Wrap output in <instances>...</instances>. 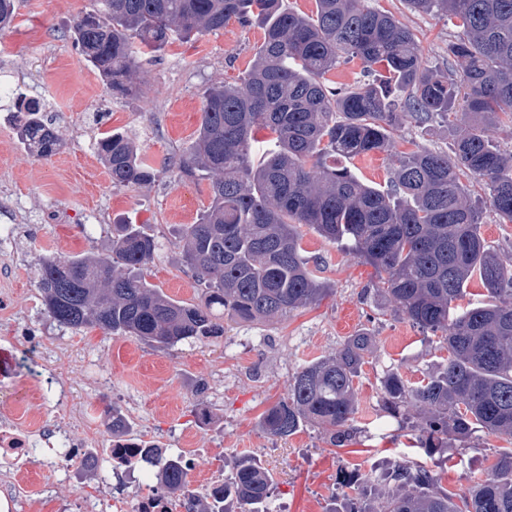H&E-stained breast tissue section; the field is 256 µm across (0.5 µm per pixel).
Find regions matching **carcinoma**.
<instances>
[{
  "label": "carcinoma",
  "mask_w": 512,
  "mask_h": 512,
  "mask_svg": "<svg viewBox=\"0 0 512 512\" xmlns=\"http://www.w3.org/2000/svg\"><path fill=\"white\" fill-rule=\"evenodd\" d=\"M414 12L456 20L448 44L457 80L427 66L415 34L370 0H315L301 14L284 0H97L92 27L73 24L86 61L115 95L133 90L136 54L180 38L224 29L230 20L264 30L251 67L208 90L201 121L180 167L204 176L210 202L181 230L183 262L204 287L203 300L167 296L144 271L157 243L148 224H123L101 252L53 255L38 269L46 314L60 326L99 328L156 349L224 335V322L269 321L317 304L326 294L302 254L307 226L370 264L392 310L422 333L440 335L448 362L413 386L397 373L383 384L386 416L424 448L448 436L486 431L504 439L491 473L456 498L436 472L396 463L375 477L380 490L356 512H512V260L480 232L471 179L502 224H512V152L488 128L512 123V0H403ZM359 61L364 78L331 87L340 61ZM21 143L48 158L62 139L39 100L19 101ZM406 117L454 127L451 152L419 147L392 155L383 188L360 180L336 159L389 152ZM272 138L257 146L255 135ZM98 154L117 188L154 180L137 146L105 132ZM479 280L482 302L455 313ZM375 350L363 329L330 356L303 366L259 425L287 438L308 424L345 447L356 440L355 381ZM146 460L167 493L189 496L187 470L150 445ZM271 477L252 456L236 459L224 479V507L195 499L191 512H267Z\"/></svg>",
  "instance_id": "cac0c4a2"
}]
</instances>
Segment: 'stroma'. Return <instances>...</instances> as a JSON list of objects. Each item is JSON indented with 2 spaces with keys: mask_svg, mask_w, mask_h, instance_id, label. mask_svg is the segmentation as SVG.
<instances>
[{
  "mask_svg": "<svg viewBox=\"0 0 512 512\" xmlns=\"http://www.w3.org/2000/svg\"><path fill=\"white\" fill-rule=\"evenodd\" d=\"M376 4L417 35L428 66L457 74L448 41L458 30L447 17L412 13L403 0ZM95 8L94 0H19L13 25L0 30V71L36 92L63 139L51 157L28 154L16 137L14 99H0V208L10 211L0 215V225L8 219L14 224L11 243L0 246V289L10 291L9 304H0V352L22 362L0 378V406L24 399L37 375L55 374L70 390L67 406L33 400L29 411L66 423L87 419L103 460L101 470L82 468L74 478L45 460L23 463L16 512H73L75 500L107 490L128 505L157 490L152 467L115 471L107 462L116 409L135 433H149L166 452L193 457L188 479L197 495H204L209 480L230 475L236 458L260 457L272 477L267 512H325L332 505L345 512L354 488L344 485L343 475L355 473L356 488L368 489L377 466L388 460L432 469L443 487L461 495L485 479L502 445L495 435L452 437L447 447L429 452L395 421L376 430L384 378L394 372L418 382L448 352L438 337L394 314L371 265L308 227L300 229L301 246L327 293L319 305L286 317L234 323L224 336L164 351L97 328L74 332L48 318L37 288L40 259L99 252L115 225L128 222L152 225L158 236L148 280L173 299H202L183 265L180 232L208 206L209 183L180 177L179 167L196 136L206 91L242 76L263 37L261 24L232 21L224 30L177 41L139 58L143 83L115 96L70 35L74 20ZM108 131L136 144L155 170L152 183L113 187L96 151ZM453 138L437 120H406L394 133L401 151L417 145L446 151ZM365 327L376 349L356 382V442L330 446L316 425L285 439L265 434L258 417L285 395L295 372ZM31 336L42 339L43 351L29 357L24 345Z\"/></svg>",
  "mask_w": 512,
  "mask_h": 512,
  "instance_id": "1",
  "label": "stroma"
}]
</instances>
